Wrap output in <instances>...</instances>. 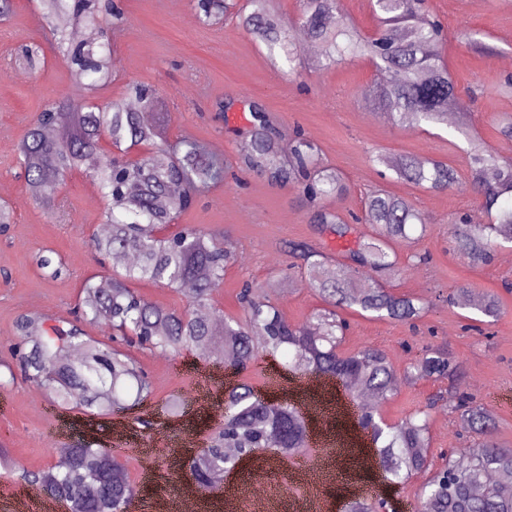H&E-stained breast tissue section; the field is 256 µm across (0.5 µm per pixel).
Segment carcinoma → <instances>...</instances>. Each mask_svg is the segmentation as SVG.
I'll return each instance as SVG.
<instances>
[{"label": "carcinoma", "mask_w": 512, "mask_h": 512, "mask_svg": "<svg viewBox=\"0 0 512 512\" xmlns=\"http://www.w3.org/2000/svg\"><path fill=\"white\" fill-rule=\"evenodd\" d=\"M300 15L290 24L275 11L272 0H247L250 11L239 12L245 30L264 44L270 58L288 62L303 59L305 42L319 47L309 62L318 70L330 69L345 57L370 60L379 70L398 76L397 82L377 90L375 98L387 119L396 125L448 124V103L459 100L458 88L442 55V27L431 17L426 0H373L378 24L371 34L339 18L338 0H300ZM56 37L57 51L68 64L72 78L87 95L81 101L63 97L37 113L18 146L19 163L29 191L45 208L57 206L56 192L64 178L81 172L95 181L106 205L101 223L106 234L93 240L103 261L117 254H131L135 261L112 275L84 281L77 308V323L47 332L42 322L25 317L16 323L21 341L12 348L24 378L33 384L51 385L63 404H76L99 412L127 408L123 387L136 388L135 401L153 394L151 383L135 360L119 347L87 335L80 323L103 325L127 343L147 345L167 354L183 348L199 356H211L218 336L229 353L225 366L245 371L265 352L288 350V370L295 374L329 376L340 385L353 380L359 386L348 391L358 403L359 393L374 395L376 404L359 408L358 425L370 435L372 454L386 480L399 486L425 475L416 512H512V493L486 482L496 472L512 477V448L501 447L492 435V419L475 397L454 387L457 368L448 351L428 347L404 372L410 382L448 381L443 407L458 417L464 430L483 436L477 448L461 459L448 458L443 477L433 479L429 459L428 416L410 414L396 427H383L373 417L397 392V373L386 354L364 346L345 354L339 350L345 329L336 309L358 308L379 319L413 322L425 312L418 298L398 294L385 285L395 271L397 257L390 242L408 237L413 225L425 234L429 218L405 197L379 189L366 195L361 215L348 223L326 205L331 196L346 191L341 173L321 163L320 148L307 137H294L290 153L282 155L278 135L266 109L249 104L251 120L243 132L242 155L246 165L272 185L293 184L305 200L309 223L320 234L338 239L356 234V223L374 224L378 236L355 240L346 260H328L316 246L298 242L290 253L302 260L305 286L331 309L314 313L306 327L293 328L277 306L261 294V286L248 282L240 295L244 316L225 319L210 304V296L224 280L226 267L235 260V248L227 237L185 225L167 237L155 230L175 223L202 191L224 182V164L209 157L189 136L169 141L170 116L157 113L152 125L128 109L134 100L153 108L157 91L132 81L119 100L97 102L99 91L112 82V42L96 33L123 21L115 0H40ZM199 21L217 23L236 8L233 0H194ZM81 25L91 31L75 37L71 29ZM24 65L32 72L45 65L37 42L20 49ZM138 148L139 157L129 151ZM470 177L462 181L447 163L425 155L377 154L372 162L391 170L396 179L433 191L460 188L474 196L477 207L496 211L494 222L484 224L461 219L453 224L457 251L475 265L487 264L496 248L512 244V205L499 200L512 196V164H504L484 143L470 144ZM37 265L48 277L67 274L58 253L44 249ZM152 282L180 290L192 285L191 300L183 311L152 307L134 288ZM491 322L502 315L499 299L487 296L474 306ZM227 416L224 428L207 450L193 457L189 469L198 486L207 489L220 481L219 474L239 466L265 448H277L294 459L307 446V426L299 411L288 403L263 401L252 386L239 382L224 393ZM235 448L233 456L224 449ZM60 452L68 457L63 469L28 472L23 479L38 484L49 497L70 500L73 512H125L129 494L127 478L117 455L105 448L73 445Z\"/></svg>", "instance_id": "carcinoma-1"}]
</instances>
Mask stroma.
<instances>
[{
    "label": "stroma",
    "mask_w": 512,
    "mask_h": 512,
    "mask_svg": "<svg viewBox=\"0 0 512 512\" xmlns=\"http://www.w3.org/2000/svg\"><path fill=\"white\" fill-rule=\"evenodd\" d=\"M121 3L125 21L111 34L115 77L100 92V100L121 98L130 81L149 84L157 90L163 111L173 116L170 138L189 136L201 146H216L215 156L224 162L223 184L203 192L176 220L180 226L227 235L236 248L235 262L211 295L212 306L224 316H239L241 286L254 282L289 324L306 325L324 303L292 269L289 242H309L333 259L348 247L315 231L296 187L269 184L242 164L241 134L249 117L242 103L256 101L266 106L280 142L304 133L320 146L323 163L342 172L347 191L329 199V207L350 216L360 212L368 192L380 187L408 197L430 218L425 237L393 242L398 265L388 279L395 292L422 299L425 313L410 324L342 310L340 316L349 325L342 352L370 345L385 352L401 371L423 349L448 345L461 367L462 391L484 403L496 424V441L512 448V251L497 249L490 264L471 265L451 246L452 224L463 213L488 224L491 214L464 191L436 192L381 176L369 159L374 152L426 155L447 162L465 178L470 173L468 141L475 138L502 159L512 160V141L502 138L495 124L501 113L512 114V95L500 91L512 77V67L503 63L512 57V0H427L430 13L445 26L443 53L461 95L457 109L470 115L462 132L453 120L444 127L396 126L384 120L363 99L366 91L383 85L381 72L367 60L327 71L294 70L285 59L270 61L265 46L235 17L206 26L188 0L178 6L172 0ZM33 41L42 44L46 56L44 68L34 76L24 74L15 61L18 47ZM81 94L55 49L38 0H14L11 13L0 19V185L7 188L0 204L13 212L12 224L0 234V512H17L12 496L23 483L22 472L56 465V449L78 442L111 447L117 428L126 439L120 460L129 483L138 487L130 512H155L156 500L171 484L187 485L192 450L209 442L224 423L223 416L209 412L215 398L196 397L203 380L224 374L220 356L204 359L186 349L171 354L133 349L153 383V395L109 414L64 408L51 397L47 410L37 409L35 384L7 368L19 318H40L48 329L65 325L73 318L84 280L106 273L93 249L104 207L93 181L79 173L69 175L60 188L62 208L54 213L31 195L17 165V146L35 114L61 96ZM220 100L232 102V109L216 112ZM42 248L61 255L68 275L57 280L43 276L34 261ZM424 252L430 255L428 263L412 264V256ZM461 288L498 296L506 315L483 331L470 330L475 310L446 302L449 293ZM287 359L284 353L261 357L242 378L270 400L291 399ZM437 389L433 381L399 382L380 414L395 426L415 411H427L430 457L438 468L448 450L464 454L477 447L479 438L429 404Z\"/></svg>",
    "instance_id": "1"
}]
</instances>
